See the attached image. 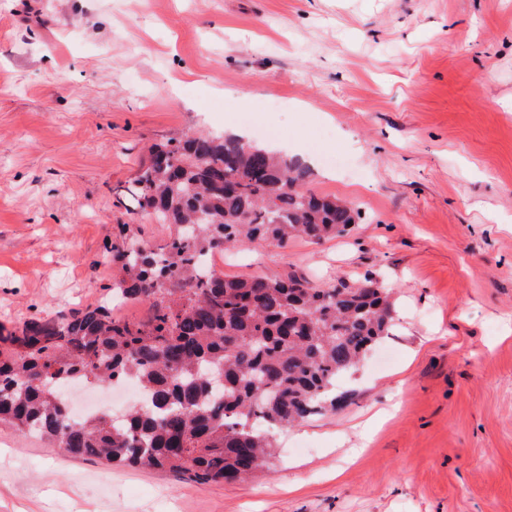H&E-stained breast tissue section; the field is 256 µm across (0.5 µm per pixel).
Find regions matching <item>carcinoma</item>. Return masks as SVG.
I'll list each match as a JSON object with an SVG mask.
<instances>
[{
  "label": "carcinoma",
  "mask_w": 512,
  "mask_h": 512,
  "mask_svg": "<svg viewBox=\"0 0 512 512\" xmlns=\"http://www.w3.org/2000/svg\"><path fill=\"white\" fill-rule=\"evenodd\" d=\"M299 160L225 135L185 132L149 149L126 188L134 210L174 226L165 241L109 251L118 297L55 319L0 326V422L74 457L233 482L271 463L269 430L330 408L337 380L387 334L389 292L372 279L315 288L300 279L232 278L204 261L228 246L345 234L358 208L306 188ZM135 375L149 393L121 418L73 419L62 384Z\"/></svg>",
  "instance_id": "cac0c4a2"
}]
</instances>
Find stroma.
Returning a JSON list of instances; mask_svg holds the SVG:
<instances>
[{"instance_id":"35a3bbf8","label":"stroma","mask_w":512,"mask_h":512,"mask_svg":"<svg viewBox=\"0 0 512 512\" xmlns=\"http://www.w3.org/2000/svg\"><path fill=\"white\" fill-rule=\"evenodd\" d=\"M231 128L362 218L219 270L368 277L394 327L235 483L0 423V512H512V0H0V325L105 300L173 231L124 195L148 147Z\"/></svg>"}]
</instances>
